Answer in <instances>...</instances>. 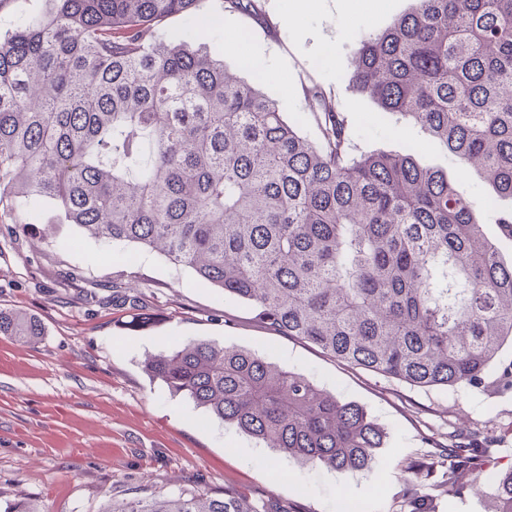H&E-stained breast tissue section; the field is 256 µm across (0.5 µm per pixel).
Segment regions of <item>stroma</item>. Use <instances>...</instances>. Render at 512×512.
Returning a JSON list of instances; mask_svg holds the SVG:
<instances>
[{
    "instance_id": "35a3bbf8",
    "label": "stroma",
    "mask_w": 512,
    "mask_h": 512,
    "mask_svg": "<svg viewBox=\"0 0 512 512\" xmlns=\"http://www.w3.org/2000/svg\"><path fill=\"white\" fill-rule=\"evenodd\" d=\"M298 2L262 0L265 25L225 13L224 0H202L200 13L220 16L218 26L203 30L198 15H177L161 29L197 30L196 46L216 53L234 76L251 77L250 63H259L281 111L299 118L308 137L317 127L304 89L313 83L330 92L351 117L358 151L412 148L420 162L442 167L511 263L512 238L496 222L504 204L486 176L462 168L419 126L349 89L358 40L408 12L411 0H358L349 13L340 0H306L303 9ZM118 273L143 296L142 307H113ZM0 307L27 311L45 325L35 346L0 335L1 506L32 499L41 512H99L112 500L233 486L286 499L293 512H345L348 503L356 512H410L411 467L431 460L450 433L488 437L492 454L512 464V390L497 384L512 346L502 347L481 387H413L271 333L248 307L189 269L148 249L86 238L50 202L40 204L23 235L12 214H0ZM192 339L252 350L360 405L386 433L371 468L346 473L280 455L148 379L146 354ZM423 491L431 512L498 509L489 478L452 492L434 474Z\"/></svg>"
}]
</instances>
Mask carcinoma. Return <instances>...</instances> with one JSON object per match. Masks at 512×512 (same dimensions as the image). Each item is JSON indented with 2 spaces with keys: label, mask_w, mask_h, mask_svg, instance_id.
<instances>
[{
  "label": "carcinoma",
  "mask_w": 512,
  "mask_h": 512,
  "mask_svg": "<svg viewBox=\"0 0 512 512\" xmlns=\"http://www.w3.org/2000/svg\"><path fill=\"white\" fill-rule=\"evenodd\" d=\"M200 0H53L0 39V207L54 202L101 241L157 251L249 305L279 336L411 386L477 387L512 342V265L448 177L414 152L352 153L347 119L319 87L311 139L258 82L229 74L166 18ZM228 12L266 22L258 0ZM349 87L420 126L512 200V0H413L355 48ZM112 302L136 304L112 280ZM0 335L37 344L35 315L0 308ZM150 379L267 447L370 468L383 430L362 407L258 354L200 339L148 356ZM439 455L455 492L512 465L473 433ZM412 468V512H430ZM100 512H292L275 497L183 489Z\"/></svg>",
  "instance_id": "obj_1"
}]
</instances>
